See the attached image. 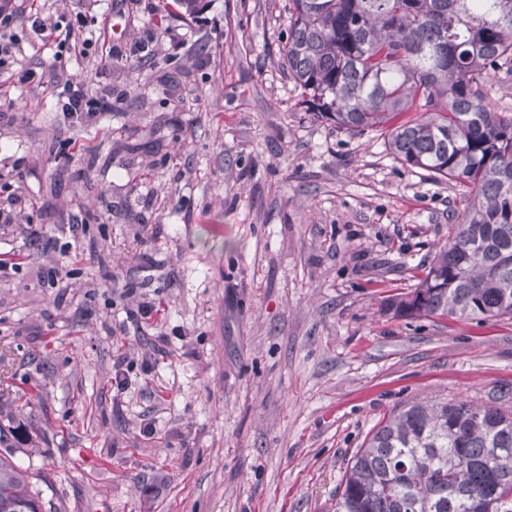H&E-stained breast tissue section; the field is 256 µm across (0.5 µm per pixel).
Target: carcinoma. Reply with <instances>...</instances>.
I'll return each instance as SVG.
<instances>
[{"instance_id":"obj_1","label":"carcinoma","mask_w":512,"mask_h":512,"mask_svg":"<svg viewBox=\"0 0 512 512\" xmlns=\"http://www.w3.org/2000/svg\"><path fill=\"white\" fill-rule=\"evenodd\" d=\"M288 74L301 104L399 163L453 184L463 210L400 318L512 317V0H289ZM0 458V512H39ZM335 512H512V411L463 399L392 411L350 458ZM490 107L496 112L512 113V76L500 75L495 78Z\"/></svg>"}]
</instances>
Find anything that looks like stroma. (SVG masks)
Here are the masks:
<instances>
[{
	"label": "stroma",
	"mask_w": 512,
	"mask_h": 512,
	"mask_svg": "<svg viewBox=\"0 0 512 512\" xmlns=\"http://www.w3.org/2000/svg\"><path fill=\"white\" fill-rule=\"evenodd\" d=\"M31 5L90 41L109 16L125 67L26 39ZM0 9L21 37L0 74V258L31 255L0 279V454L44 512H334L348 460L393 410H512V319L386 312L447 241L459 198L297 107L288 0ZM75 72L112 107L72 125L53 87ZM76 217L87 233L71 235ZM66 243L73 275L39 287ZM124 287V306L159 303L158 329L122 333Z\"/></svg>",
	"instance_id": "stroma-1"
}]
</instances>
